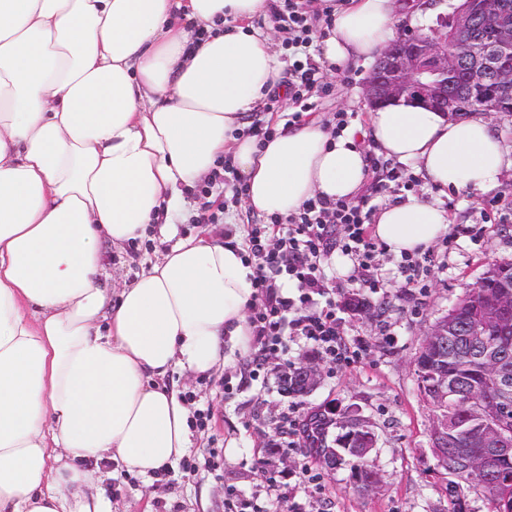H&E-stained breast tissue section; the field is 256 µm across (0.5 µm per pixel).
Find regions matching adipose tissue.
Instances as JSON below:
<instances>
[{
	"instance_id": "ef3b65f1",
	"label": "adipose tissue",
	"mask_w": 512,
	"mask_h": 512,
	"mask_svg": "<svg viewBox=\"0 0 512 512\" xmlns=\"http://www.w3.org/2000/svg\"><path fill=\"white\" fill-rule=\"evenodd\" d=\"M269 0H0V512H111L91 470L148 477L191 444L189 412L161 382L245 346L253 270L240 244L177 237L183 188L230 155L246 208L282 219L311 198L357 202L367 151L414 164L440 195L383 206L394 254L432 245L450 191L501 184L507 150L479 112L458 119L401 100L364 131L316 119L240 135L283 79ZM426 8L342 0L325 66L377 58ZM208 33L194 40L191 24ZM367 146H360L359 138ZM171 247L132 283L110 282L104 242Z\"/></svg>"
}]
</instances>
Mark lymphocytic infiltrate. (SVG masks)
Returning <instances> with one entry per match:
<instances>
[{"label":"lymphocytic infiltrate","mask_w":512,"mask_h":512,"mask_svg":"<svg viewBox=\"0 0 512 512\" xmlns=\"http://www.w3.org/2000/svg\"><path fill=\"white\" fill-rule=\"evenodd\" d=\"M370 220L363 204L316 198L286 223L252 233L249 242L258 259L252 285L258 302L249 318L251 343L273 354L286 342H302L335 365L359 360L365 342L344 337L341 314L347 305L329 298L319 264L339 248L354 260L355 280L370 292L381 290L375 259L382 247L371 234ZM284 278L294 281L295 292H283Z\"/></svg>","instance_id":"1"}]
</instances>
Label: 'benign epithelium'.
Here are the masks:
<instances>
[{
	"label": "benign epithelium",
	"mask_w": 512,
	"mask_h": 512,
	"mask_svg": "<svg viewBox=\"0 0 512 512\" xmlns=\"http://www.w3.org/2000/svg\"><path fill=\"white\" fill-rule=\"evenodd\" d=\"M480 26L490 32V37L479 45L474 33ZM431 32L430 37L409 34L380 53L364 84V96L370 105L405 98L462 117L468 114L472 99L452 92L461 77L473 89L488 90L480 100L482 111L500 112L505 101L512 99V15L505 0H465L440 19ZM481 286L494 289L489 318L500 327L494 329L483 322L463 328L457 325L458 312L450 311L429 326L428 340L414 359L419 391L438 406L462 394L448 375V347L453 337H467L469 350H479L484 357L506 358L512 352L508 343L512 329L508 326L512 318V263L492 264ZM298 371L306 387L313 388L320 375L319 366L306 358ZM484 382L487 399L474 407L472 417L458 421L443 413L435 416L431 425V453L436 468L448 474L450 488L458 489L463 483L487 485L497 474L485 460L512 459V436L501 427L512 410V376L493 367ZM334 413L336 436L332 441L324 440L322 462L334 467L343 461L353 463L360 456L368 459L377 444L371 420L355 406L336 408ZM474 442L484 448L480 461L466 453H448L453 445ZM353 483L371 489L378 484L377 472L368 467L360 474L355 469Z\"/></svg>",
	"instance_id": "benign-epithelium-1"
}]
</instances>
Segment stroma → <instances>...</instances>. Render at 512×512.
<instances>
[{"instance_id":"stroma-1","label":"stroma","mask_w":512,"mask_h":512,"mask_svg":"<svg viewBox=\"0 0 512 512\" xmlns=\"http://www.w3.org/2000/svg\"><path fill=\"white\" fill-rule=\"evenodd\" d=\"M369 67L354 65L323 71L320 88L308 96V114L322 122L343 113L347 126L364 124L369 105L363 87ZM399 182L387 178L385 166L371 167L361 194L372 209L405 197L433 195L409 164H398ZM241 179L226 165L224 181L214 186L207 201L218 209L216 224L191 220L205 199L184 189V207L173 222L178 236L213 232L247 238L251 228L268 223L263 214L243 207L236 190ZM452 224L475 227L476 236L457 238L451 246L435 243L433 267L423 287L408 285L398 269L399 258L388 252L378 257L386 286L365 293L367 314L346 311L342 323L346 338L369 339L360 362L338 369L321 363V375L307 394L294 396L279 389L289 363L300 362L311 349L289 343L270 358L259 374H252L253 352L236 351L232 363L206 375L174 367L167 376L191 417V446L173 466L151 479L120 474L104 479L112 512H229L241 503L264 512H451L446 479L435 471L430 451L433 412L422 397L414 374V358L428 327L475 288L495 261H512V166L500 188L474 194L452 191L442 198ZM168 246L158 230L149 239L124 245L126 263L115 277L133 280L144 257L159 258ZM386 327L388 338L377 337ZM356 406L369 417L378 433V446L369 456L380 487L365 494L355 488L349 466L327 469L308 451L288 450V415L318 407ZM236 439L240 451L228 458L224 448ZM280 445L269 455L272 445ZM310 475H302L303 465Z\"/></svg>"}]
</instances>
